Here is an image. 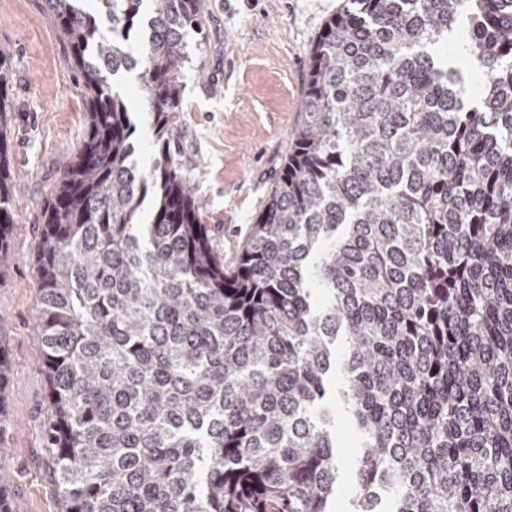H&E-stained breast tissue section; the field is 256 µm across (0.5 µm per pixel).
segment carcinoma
<instances>
[{
    "label": "carcinoma",
    "instance_id": "obj_1",
    "mask_svg": "<svg viewBox=\"0 0 512 512\" xmlns=\"http://www.w3.org/2000/svg\"><path fill=\"white\" fill-rule=\"evenodd\" d=\"M81 2L48 0L89 122L35 247L61 512H332L346 484L350 512H512V0H351L327 21L231 269L173 139L205 0ZM457 39L468 98L439 53ZM130 72L146 169L114 90ZM140 78L136 76L132 82L126 80L121 85V92L124 94L131 115L136 123V131L132 141L136 147V158L139 162H148L150 145L153 140V129L146 113L141 110ZM146 132V135H144ZM337 436L339 441V460L342 468L348 470L354 461L358 448V437L351 426L340 419L337 424Z\"/></svg>",
    "mask_w": 512,
    "mask_h": 512
}]
</instances>
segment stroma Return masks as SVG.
Returning a JSON list of instances; mask_svg holds the SVG:
<instances>
[{"instance_id":"1","label":"stroma","mask_w":512,"mask_h":512,"mask_svg":"<svg viewBox=\"0 0 512 512\" xmlns=\"http://www.w3.org/2000/svg\"><path fill=\"white\" fill-rule=\"evenodd\" d=\"M347 0H207L201 33H189L179 161L194 182L216 252L233 267L277 182L302 120L310 54ZM0 46L11 52L12 257L0 271V350L10 376L0 388V473L13 512H58L43 429L49 378L35 333L40 280L34 244L41 203L72 162L87 129L86 103L46 0H0ZM136 123V158L147 162L152 126L139 81L121 86Z\"/></svg>"}]
</instances>
